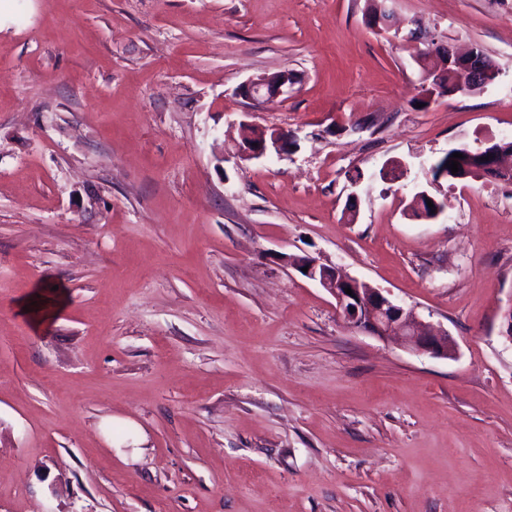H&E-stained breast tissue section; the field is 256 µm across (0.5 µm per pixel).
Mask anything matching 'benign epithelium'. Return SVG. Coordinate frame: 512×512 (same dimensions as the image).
Masks as SVG:
<instances>
[{
    "label": "benign epithelium",
    "mask_w": 512,
    "mask_h": 512,
    "mask_svg": "<svg viewBox=\"0 0 512 512\" xmlns=\"http://www.w3.org/2000/svg\"><path fill=\"white\" fill-rule=\"evenodd\" d=\"M431 71L437 81L445 86L442 95L448 96L461 91H475L484 88L496 79L497 71L484 54L471 48L459 53L450 45L430 54ZM297 83V76L288 71L252 79L241 84L237 94L247 100L260 102L288 93V89ZM292 136L281 129H264L247 132L245 141L239 149L243 160L256 159L270 152L277 154L288 151ZM512 152L491 144L483 151L487 158L481 171L473 176L476 181L496 179L508 182L512 166L504 159ZM280 260L302 272L303 276L319 282L336 301V311L344 324L356 331L368 333L380 338L392 339L403 347L434 357L453 358L457 353L455 340L444 330L430 331L412 308H405L383 292L354 277L340 274L333 266L319 263L310 256L280 255ZM351 289L352 294L345 293Z\"/></svg>",
    "instance_id": "1"
}]
</instances>
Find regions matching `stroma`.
Listing matches in <instances>:
<instances>
[{
  "mask_svg": "<svg viewBox=\"0 0 512 512\" xmlns=\"http://www.w3.org/2000/svg\"><path fill=\"white\" fill-rule=\"evenodd\" d=\"M448 42L498 75L422 104ZM246 124L297 147L239 159ZM489 140L512 0H0V512H512V184L430 175ZM284 254L456 357L350 331ZM297 83V76L288 70L280 71L272 75L252 79L241 84L237 94L244 99L257 102L269 100L288 94ZM280 260L304 277L319 282L336 301V311L344 324L356 331L392 339L403 347L434 357L454 358L455 340L447 331H430L412 308H405L378 288L354 277L341 275L336 266L319 263L310 256L281 255ZM308 266V271L302 268ZM350 288L352 295L345 293Z\"/></svg>",
  "mask_w": 512,
  "mask_h": 512,
  "instance_id": "35a3bbf8",
  "label": "stroma"
}]
</instances>
